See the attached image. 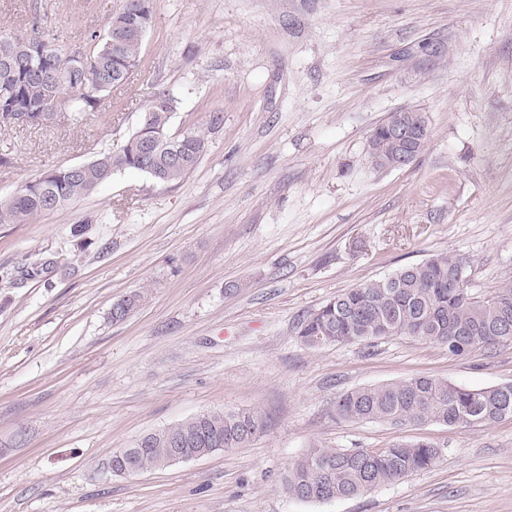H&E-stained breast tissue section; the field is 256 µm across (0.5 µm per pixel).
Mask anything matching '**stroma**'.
I'll return each mask as SVG.
<instances>
[{"mask_svg": "<svg viewBox=\"0 0 512 512\" xmlns=\"http://www.w3.org/2000/svg\"><path fill=\"white\" fill-rule=\"evenodd\" d=\"M124 0H0L57 43ZM136 68L77 119L0 128V198L136 130L154 95L209 150L173 185L123 170L64 209L0 224V512H512V418L346 421L359 387L425 375L512 383V344L451 356L411 336L302 344L326 300L440 253L482 296L512 280V0H152ZM419 110L427 144L376 167L373 129ZM223 123L208 129L210 113ZM84 224L85 248L71 233ZM148 297L126 321L115 301ZM248 409L237 448L108 476L116 449L206 411ZM436 445L431 470L337 501L288 497L313 448Z\"/></svg>", "mask_w": 512, "mask_h": 512, "instance_id": "1", "label": "stroma"}]
</instances>
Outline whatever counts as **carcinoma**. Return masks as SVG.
<instances>
[{
    "label": "carcinoma",
    "instance_id": "cac0c4a2",
    "mask_svg": "<svg viewBox=\"0 0 512 512\" xmlns=\"http://www.w3.org/2000/svg\"><path fill=\"white\" fill-rule=\"evenodd\" d=\"M141 13H152L151 0H125L114 15L123 23L120 45L103 53L100 70L86 79L77 78L79 84L87 81L99 87L100 94L89 97L80 90L74 92L68 98L71 116L96 110L125 81L126 58L142 52L134 31ZM7 60L13 69L8 79L0 73V125L13 123L16 114L40 122V109L50 97L48 84L33 74L32 65L37 60L65 65L69 58L64 46L49 39L39 12L32 14L29 29L23 32L0 31V66ZM170 119L169 112H151L147 125L138 126L123 144L99 153L81 170L53 168L24 183L14 195L0 199V224H23L35 215L59 211L125 169L140 171L157 183L181 181L207 152L209 139L194 126L178 135L171 133ZM462 267H468L464 258L441 253L362 283L303 315L295 334L303 344L318 348L364 343L385 335L406 336L407 327L414 326L418 328L415 337L455 356L477 347L512 343V333L499 332L502 320L512 319V280L476 297L467 288L450 286ZM145 299L144 293L124 298L123 314L112 321H125ZM336 415L399 425L481 426L512 418V383L506 391L498 386L470 389L417 376L348 391L336 401ZM254 429H264V420L256 412H205L146 435L147 444L137 450L133 462L142 471L168 465L169 435L178 437L188 452L198 448L225 452L245 443L244 433ZM438 455L437 447L428 442L395 443L380 449L313 448L288 467L283 492L307 502L352 498L426 471Z\"/></svg>",
    "mask_w": 512,
    "mask_h": 512
}]
</instances>
